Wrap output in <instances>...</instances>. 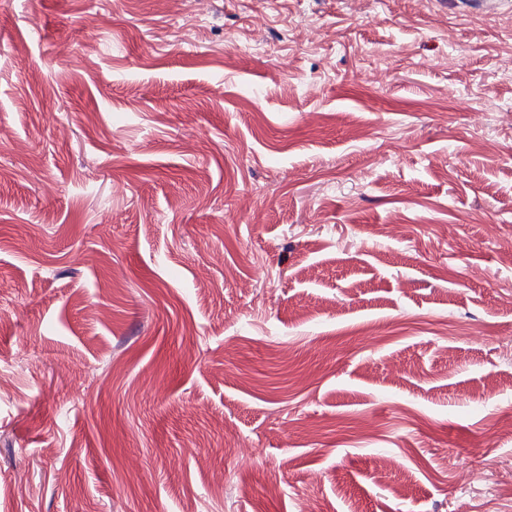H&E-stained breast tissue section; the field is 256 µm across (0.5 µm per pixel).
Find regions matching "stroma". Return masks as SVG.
I'll return each mask as SVG.
<instances>
[{"label":"stroma","instance_id":"1","mask_svg":"<svg viewBox=\"0 0 512 512\" xmlns=\"http://www.w3.org/2000/svg\"><path fill=\"white\" fill-rule=\"evenodd\" d=\"M509 417L512 0H0V512H512Z\"/></svg>","mask_w":512,"mask_h":512}]
</instances>
